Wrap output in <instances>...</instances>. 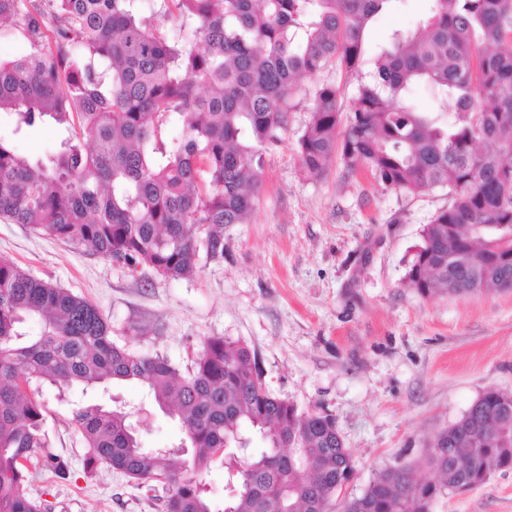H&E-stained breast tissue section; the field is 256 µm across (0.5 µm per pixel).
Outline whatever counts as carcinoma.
Wrapping results in <instances>:
<instances>
[{
	"mask_svg": "<svg viewBox=\"0 0 512 512\" xmlns=\"http://www.w3.org/2000/svg\"><path fill=\"white\" fill-rule=\"evenodd\" d=\"M137 2L0 0V24L28 47L0 61V115L17 133L48 123L61 133L40 157L0 138V218L176 280L200 250L224 256L225 227L249 223L262 152L288 130L297 81L334 61L356 74L368 25L396 0H160L150 15ZM427 2L414 32L377 51L345 128L339 88H315L301 169L318 178L338 153L386 189L447 190L405 285L427 297L511 291L512 261L483 257L512 243V0ZM165 18L178 35L159 32ZM421 90L441 105L419 107ZM33 318L37 336L23 330ZM124 383L183 422L190 458L144 450L121 406L78 403L70 422L88 448L84 469L163 484L165 512H215L202 473L216 456L224 512H430L438 495L512 468V421L489 390L436 437L427 464L439 482L397 464L343 499L354 462L334 419L274 396L246 344L210 337L182 374L112 341L86 298L1 258L0 512H51L26 492L30 477H69L32 386ZM254 435L263 448L251 447Z\"/></svg>",
	"mask_w": 512,
	"mask_h": 512,
	"instance_id": "cac0c4a2",
	"label": "carcinoma"
}]
</instances>
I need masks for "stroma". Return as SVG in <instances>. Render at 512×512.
Instances as JSON below:
<instances>
[{
	"label": "stroma",
	"mask_w": 512,
	"mask_h": 512,
	"mask_svg": "<svg viewBox=\"0 0 512 512\" xmlns=\"http://www.w3.org/2000/svg\"><path fill=\"white\" fill-rule=\"evenodd\" d=\"M425 8V0H403L381 14L358 75L331 65L300 82L282 142L262 154L263 190L250 222L226 227L223 258L199 255L190 277L166 279L0 219V258L96 304L117 344L166 356L183 371L207 338L246 343L275 396L335 420L354 455L348 497L396 464L434 480L426 457L438 433L488 389L512 393V292L422 297L405 286L424 224L448 206L446 191L386 189L348 172L337 156L321 179L300 170L297 141L314 87L336 85L350 101L372 75L379 46L414 28ZM0 136L28 156L58 141L51 127L17 133L5 121ZM112 394L145 409L143 447L184 440L183 424L152 408L139 385ZM40 398L52 449L69 461L70 475L34 477L31 497L49 501L52 512H164L162 489L105 465L84 473L86 448L69 423L80 392L47 386ZM431 512H512V469L438 496Z\"/></svg>",
	"instance_id": "35a3bbf8"
}]
</instances>
